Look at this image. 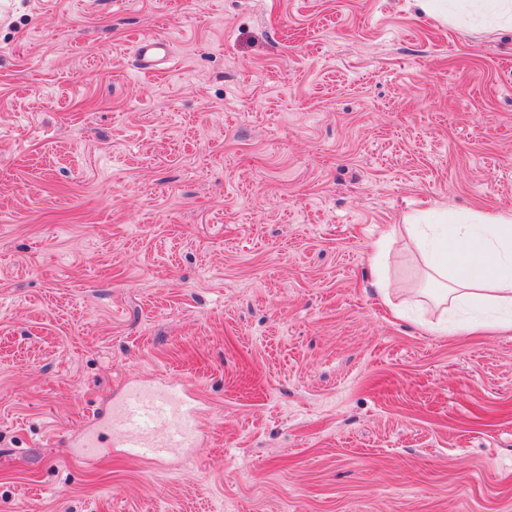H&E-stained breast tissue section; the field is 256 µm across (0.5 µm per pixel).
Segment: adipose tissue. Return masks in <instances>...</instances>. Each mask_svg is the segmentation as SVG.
<instances>
[{"label":"adipose tissue","mask_w":512,"mask_h":512,"mask_svg":"<svg viewBox=\"0 0 512 512\" xmlns=\"http://www.w3.org/2000/svg\"><path fill=\"white\" fill-rule=\"evenodd\" d=\"M404 230L423 247L433 297L444 309L467 310L452 330L512 329V212L451 213L440 207L408 218Z\"/></svg>","instance_id":"obj_1"}]
</instances>
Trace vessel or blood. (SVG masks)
Returning <instances> with one entry per match:
<instances>
[{"label": "vessel or blood", "mask_w": 512, "mask_h": 512, "mask_svg": "<svg viewBox=\"0 0 512 512\" xmlns=\"http://www.w3.org/2000/svg\"><path fill=\"white\" fill-rule=\"evenodd\" d=\"M169 40L141 43L137 67L155 71L170 59ZM200 404L196 394L181 384H158L130 388L110 412L90 421L82 439L80 454L91 458L98 449L100 427H107L113 444L149 463H156L180 448L195 447L200 439L197 416Z\"/></svg>", "instance_id": "obj_1"}]
</instances>
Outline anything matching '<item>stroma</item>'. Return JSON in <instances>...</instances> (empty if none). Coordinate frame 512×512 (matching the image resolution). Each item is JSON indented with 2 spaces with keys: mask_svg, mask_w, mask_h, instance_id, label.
I'll return each instance as SVG.
<instances>
[{
  "mask_svg": "<svg viewBox=\"0 0 512 512\" xmlns=\"http://www.w3.org/2000/svg\"><path fill=\"white\" fill-rule=\"evenodd\" d=\"M441 206L512 211L511 30L0 0V512H512V331L424 330L412 244L373 267ZM144 381L197 388L196 447L86 464ZM172 46L167 39H154L138 46L137 68L143 72L155 71L170 60Z\"/></svg>",
  "mask_w": 512,
  "mask_h": 512,
  "instance_id": "obj_1",
  "label": "stroma"
}]
</instances>
